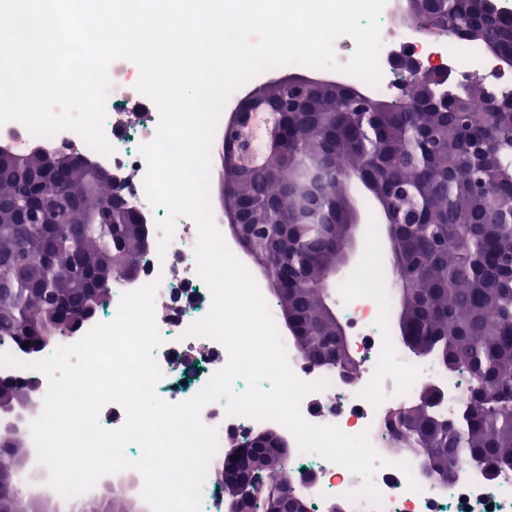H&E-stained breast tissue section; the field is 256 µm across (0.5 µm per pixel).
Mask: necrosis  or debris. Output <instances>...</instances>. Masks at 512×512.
Returning <instances> with one entry per match:
<instances>
[{"label": "necrosis or debris", "mask_w": 512, "mask_h": 512, "mask_svg": "<svg viewBox=\"0 0 512 512\" xmlns=\"http://www.w3.org/2000/svg\"><path fill=\"white\" fill-rule=\"evenodd\" d=\"M397 20L393 0H387L380 16L382 76L378 83L369 85V92L388 94L404 85L403 76L394 67L395 60L403 55L425 66L431 61H440L457 86L478 81L495 94L512 89V67L486 58L478 46L431 36L414 27L398 25ZM138 79L137 67L124 60L113 62L104 122L112 154L100 153L75 132L62 131L51 137H40L30 134L16 122L0 126V143L18 148L40 146L72 150L111 168L125 183L128 201L142 217L152 248L145 255L139 274L113 283L105 308L84 321L67 341L75 343L95 324L112 320L125 292L158 282L155 316L162 342L154 349L153 357L162 377L155 392L167 402L179 403L195 396L212 375L227 364L228 353L216 340L188 333L211 307L210 292L196 272L195 224L187 218L178 219L166 253L161 255L156 250L161 237L157 221L166 211L152 207L146 199V164L139 147L153 139L159 113L156 105L144 96L138 101V111L128 114L123 111ZM386 270L384 254L370 249L355 275L337 289L340 316L348 328L358 362L355 383L346 384L338 371L311 364L294 346L286 348L289 364L298 378L325 384L323 390L310 393L302 400L303 418L313 424L337 425L349 435L368 432L376 451L389 459V466L378 469L372 477L379 497L375 500L353 498V491L363 483L360 476L320 455L297 450L288 461L296 486L307 496L313 512H327L326 505L330 502L345 503L347 512H512L510 468L501 469L492 477L483 466L462 456L454 463V481L441 485L426 477L416 456L387 450L386 424L392 410L416 399L421 386L430 384L440 392V413L455 419L462 407L463 380L409 356L400 345L391 322L392 300L375 287L377 281L383 280ZM4 352L13 362L0 365V379L31 390L35 399L31 414L39 416L47 379L36 370L35 364L44 360V353L12 346L5 347ZM201 420L216 428L221 438H240L271 426L267 420L226 415L220 402L206 405L201 411ZM402 461L408 463V470L399 469ZM412 480L418 483V490L409 489L408 483Z\"/></svg>", "instance_id": "4bbe7bcc"}]
</instances>
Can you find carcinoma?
<instances>
[{
	"label": "carcinoma",
	"mask_w": 512,
	"mask_h": 512,
	"mask_svg": "<svg viewBox=\"0 0 512 512\" xmlns=\"http://www.w3.org/2000/svg\"><path fill=\"white\" fill-rule=\"evenodd\" d=\"M410 21L431 33L478 43L512 65V13L490 11L486 0H406ZM484 94L472 84L454 90L427 78L403 104L386 108L353 86L322 85L287 111L285 89H259L254 109L267 117L256 137L245 128L224 135L227 171L224 206L242 211L255 226L254 246L270 268L273 302L293 312L294 345L314 364L329 358L332 330L324 315L325 274L340 261L346 225L358 204V181L386 213L408 299V336L449 373L468 381L463 411L450 421L412 403L388 418L389 447L410 451L455 478L453 462L465 454L490 472L512 467V94L487 97L484 109L469 100ZM249 141L250 150L239 154ZM26 161L0 162V346L49 328L43 349L54 353L104 306L112 280L135 275L144 252L125 234L126 214L93 221L108 190L68 195L49 180L37 193L57 199L50 213L19 222L17 207L30 190ZM325 166L319 199L310 203V171ZM77 218L88 220L80 232ZM25 448L21 428L0 440V471L14 472ZM269 467L248 488L254 512L292 493L286 461L266 448ZM131 501L110 489L83 502L79 512H131Z\"/></svg>",
	"instance_id": "cac0c4a2"
}]
</instances>
